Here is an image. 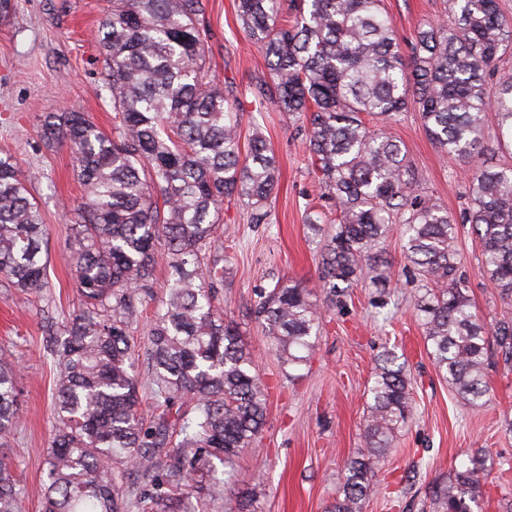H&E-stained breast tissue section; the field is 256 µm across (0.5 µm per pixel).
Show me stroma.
Listing matches in <instances>:
<instances>
[{"label": "stroma", "instance_id": "35a3bbf8", "mask_svg": "<svg viewBox=\"0 0 512 512\" xmlns=\"http://www.w3.org/2000/svg\"><path fill=\"white\" fill-rule=\"evenodd\" d=\"M211 71L232 86L240 113V140L260 126L275 153L280 186L267 224H251L237 199L225 200L224 264L220 290L226 320L237 327L269 387L268 410L256 448L242 452L223 500L211 512H229L235 495L254 491L260 512H326L343 483L348 458L363 443L365 392L384 350L401 348L414 387L413 416L394 440L377 472L379 489L363 512H427L430 484L467 463L485 459L486 493L474 512H507L512 506V364L489 348L487 402L463 400L432 363L415 298L422 287L406 265L399 234L384 244L390 285L354 288L345 308L327 310L315 349L300 366L283 369L255 322L260 291L295 280L315 286L316 242L308 217L337 221L306 147L283 115L259 102L255 85L268 69L247 38L236 0H204ZM104 0H19L8 25H0V151L13 154L29 177L28 188L46 225L45 286L22 292L0 280V351L16 363L19 419L8 442L23 490L24 512H41L45 458L57 401L56 364L44 347L46 321L64 323L77 310L79 292L70 267L73 211L84 200L69 146L45 147L40 121L49 112L88 113L112 129V103L97 44ZM400 43L428 22L447 19L445 0H383ZM388 132L407 152L414 194L437 199L461 217L470 173L430 140L418 113L406 112ZM459 273L477 314L494 327L507 307L481 272V246L462 225Z\"/></svg>", "mask_w": 512, "mask_h": 512}]
</instances>
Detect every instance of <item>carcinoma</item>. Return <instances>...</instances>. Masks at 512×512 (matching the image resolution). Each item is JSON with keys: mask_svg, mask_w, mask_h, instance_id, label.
Wrapping results in <instances>:
<instances>
[{"mask_svg": "<svg viewBox=\"0 0 512 512\" xmlns=\"http://www.w3.org/2000/svg\"><path fill=\"white\" fill-rule=\"evenodd\" d=\"M452 22L428 23L403 50L382 0H238L237 15L267 58L255 86L291 122L304 118L308 148L339 224L324 235L319 292L280 281L260 294L255 319L284 368L307 360L323 306L387 280L380 244L401 224L404 258L425 283L417 301L438 373L464 400L487 394L489 336L458 276V223L412 192L413 172L386 127L413 109L436 147L470 168L463 222L482 245L483 276L512 299V167L481 163L486 112L497 146L512 149V18L500 0H448ZM203 0H106L99 45L111 93L112 135L85 112L48 113L45 144H67L86 190L71 262L81 309L49 335L57 366V415L42 512H208L224 497L245 448L256 445L267 395L250 351L216 309L224 254V199L268 224L279 165L261 128L247 149L233 89L210 74ZM498 73L494 91L487 76ZM17 159L0 155V277L22 291L44 287L46 227ZM170 274L147 336L132 334L155 278V252ZM494 341L512 363V317ZM144 352L150 369L135 371ZM148 392L150 412L141 407ZM17 367L0 354V439L17 418ZM363 447L346 462L328 512H362L377 468L413 415L410 376L388 351L368 388ZM473 456L428 492L431 512H473L485 485ZM10 456L0 454V512H21Z\"/></svg>", "mask_w": 512, "mask_h": 512, "instance_id": "obj_1", "label": "carcinoma"}]
</instances>
